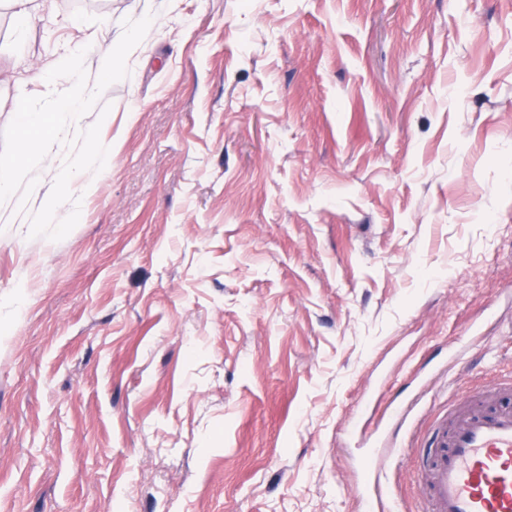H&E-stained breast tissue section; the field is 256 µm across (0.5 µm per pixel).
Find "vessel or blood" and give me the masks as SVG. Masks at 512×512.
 Returning a JSON list of instances; mask_svg holds the SVG:
<instances>
[{
	"label": "vessel or blood",
	"mask_w": 512,
	"mask_h": 512,
	"mask_svg": "<svg viewBox=\"0 0 512 512\" xmlns=\"http://www.w3.org/2000/svg\"><path fill=\"white\" fill-rule=\"evenodd\" d=\"M510 394L512 379L491 391L472 389L453 404L431 458L418 470L423 491L415 512H512V407L499 403ZM416 405L412 399L394 406L367 442L359 463L364 479L356 486L362 512H401L384 468L407 453L401 434Z\"/></svg>",
	"instance_id": "b4317fda"
}]
</instances>
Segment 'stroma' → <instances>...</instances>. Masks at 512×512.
I'll return each mask as SVG.
<instances>
[{"label": "stroma", "mask_w": 512, "mask_h": 512, "mask_svg": "<svg viewBox=\"0 0 512 512\" xmlns=\"http://www.w3.org/2000/svg\"><path fill=\"white\" fill-rule=\"evenodd\" d=\"M0 6V131L37 64L115 47L112 163L62 240L0 204V512H358L360 448L512 376V0ZM461 348L458 370L448 367ZM15 8L16 23L18 28L23 29L29 21L42 11L46 4V0L37 3L35 0H10Z\"/></svg>", "instance_id": "stroma-1"}]
</instances>
